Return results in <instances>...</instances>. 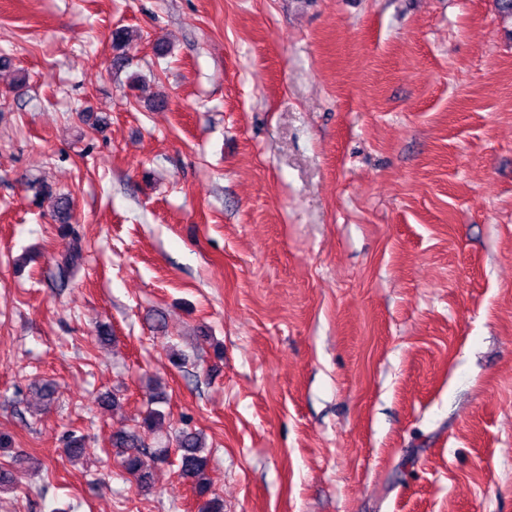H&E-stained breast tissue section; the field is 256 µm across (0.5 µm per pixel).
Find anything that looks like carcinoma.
<instances>
[{
  "label": "carcinoma",
  "mask_w": 512,
  "mask_h": 512,
  "mask_svg": "<svg viewBox=\"0 0 512 512\" xmlns=\"http://www.w3.org/2000/svg\"><path fill=\"white\" fill-rule=\"evenodd\" d=\"M134 37V32L127 28H118L112 32V49L114 51L111 67L123 68L128 64L123 49ZM177 450L180 452L178 476L187 482L198 501V512H224V503L212 496L211 482L207 477L208 455L201 433L184 426L176 431ZM114 453L121 458L123 467L133 475L142 490L152 485V469L155 464L168 459V447L146 448L137 443L132 432L120 431L112 436Z\"/></svg>",
  "instance_id": "cac0c4a2"
}]
</instances>
